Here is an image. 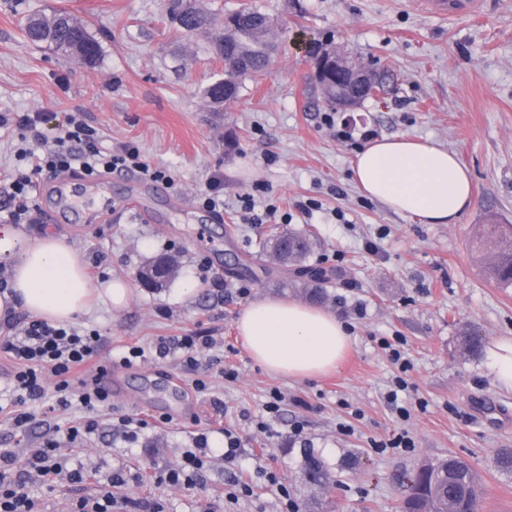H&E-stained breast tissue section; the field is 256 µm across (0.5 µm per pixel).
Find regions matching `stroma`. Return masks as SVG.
<instances>
[{"mask_svg":"<svg viewBox=\"0 0 512 512\" xmlns=\"http://www.w3.org/2000/svg\"><path fill=\"white\" fill-rule=\"evenodd\" d=\"M224 13L253 5L272 16L280 49L269 73L244 80L238 98L216 107L206 88L221 79L211 35L186 37L167 17L164 0H0V111L41 112L47 136L72 113L93 127L102 148L137 144L177 187L151 192L113 185V201L133 193L143 213L107 212L97 194L81 202L79 218L50 224L38 195L29 234L45 230L78 251L91 283L123 277L126 309L94 306L76 320L104 340L98 364L112 367V394L97 430L61 454L84 473L81 487L47 483L26 465L46 429L66 433L82 417L54 395L30 405L31 423L15 427L9 403V362L0 361V448L13 452L14 471L40 512H70L74 498L113 492L115 512H282L278 490L264 475L286 483L300 512H398L409 493L403 474L449 454L468 459L485 487L478 512H512V475L498 472V449L512 448V391L498 388L484 355L462 354L458 340L474 330L483 345L512 339V288L486 273L475 251L480 225L512 224V0H483L476 14L432 15L421 0H197ZM72 13L100 44L94 66L67 59L48 46L24 43L27 14ZM325 41L351 59L377 61L391 81L385 92L354 111L330 109L307 79L310 63L300 35ZM356 129L336 137L326 114ZM376 138L407 136L454 151L468 169L472 202L452 224H426L394 213L364 195L352 163ZM224 177V209L202 196L213 175ZM253 194L263 223L241 218L238 198ZM313 208L302 211L304 203ZM310 231L307 267L324 271L322 309L350 328L352 344L337 369L311 379H288L254 362L236 320L249 301H302L297 267L271 260L260 244L273 230ZM379 250L370 253L366 242ZM177 256L180 271L164 287H144L139 270L152 258ZM247 287L240 296L239 287ZM161 336H207L209 349L194 367L179 356L146 357L120 366L129 347H150ZM403 337L414 368L411 399L426 410L399 421L385 399L396 372L380 338ZM232 369L234 378L224 376ZM208 383L197 391L196 380ZM284 396L268 430L256 428L272 389ZM143 419L135 438L116 432L119 418ZM302 422L314 452L330 469L328 489L301 483V444L291 429ZM350 434H341L339 424ZM404 428L409 452L378 453L371 443ZM242 438L240 463L253 494L232 503L221 457L225 430ZM212 451L192 485L158 483L157 471L176 467L198 436ZM136 479L110 488L113 472Z\"/></svg>","mask_w":512,"mask_h":512,"instance_id":"35a3bbf8","label":"stroma"}]
</instances>
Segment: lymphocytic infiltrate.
Masks as SVG:
<instances>
[{
	"label": "lymphocytic infiltrate",
	"instance_id": "1",
	"mask_svg": "<svg viewBox=\"0 0 512 512\" xmlns=\"http://www.w3.org/2000/svg\"><path fill=\"white\" fill-rule=\"evenodd\" d=\"M43 114L1 112L0 130L15 128L21 142L17 150L19 160L25 161L22 169H14L0 178V219L10 224H24L34 208V194L40 179L46 175L80 173L96 176L117 169L132 170L142 178L173 185V178L165 171L146 162L139 148L124 143L111 151L101 150L93 130L77 118H70L63 136L57 137L53 149L37 152ZM101 335L94 330L80 331L64 325H51L43 321L23 319L18 333L0 338V357L13 365L10 374L16 391L14 423L27 425L32 415L25 406L45 396L46 377H53L54 389L61 405L71 402L93 411L106 401L109 394L100 385L106 377V367H98L95 375L83 374L87 366L100 353ZM397 374L386 399L400 421H407L412 408H424V401L415 406L401 403L400 395L408 391L407 374L412 363L405 352L402 339H381ZM14 458L9 450L0 449V512H36L35 503L25 492L20 480L14 478L11 467Z\"/></svg>",
	"mask_w": 512,
	"mask_h": 512
}]
</instances>
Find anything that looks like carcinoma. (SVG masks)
I'll return each instance as SVG.
<instances>
[{"mask_svg": "<svg viewBox=\"0 0 512 512\" xmlns=\"http://www.w3.org/2000/svg\"><path fill=\"white\" fill-rule=\"evenodd\" d=\"M176 30L192 36L205 26L215 23V18L200 8H190L182 18L169 13ZM228 17L235 25L224 30V35L213 42L216 55L224 60V79L211 84L206 95L211 100L224 97L234 102L246 77L263 76L278 54L279 43L266 40L259 32L270 28L271 16L257 8L231 11ZM27 41L45 44L63 57H78L89 65L97 62L100 54L98 41L88 27L65 11L47 16L30 14L24 23ZM476 247L490 256L488 278L499 288H512V226L485 224L476 239ZM278 261L299 262L306 259L313 249V240L307 232L282 231L272 235L263 245ZM153 268L161 271L163 281L176 273L174 259L161 255L151 261ZM310 281L304 283L309 300L321 302L326 298L319 287L323 275L309 270ZM303 455V480L317 488L330 484V471L324 461L310 448L301 450ZM415 491L401 506L402 512H471L477 508L484 495V488L471 463L459 456L450 455L429 463L410 476Z\"/></svg>", "mask_w": 512, "mask_h": 512, "instance_id": "carcinoma-1", "label": "carcinoma"}]
</instances>
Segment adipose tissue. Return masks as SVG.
Returning <instances> with one entry per match:
<instances>
[{
    "instance_id": "obj_1",
    "label": "adipose tissue",
    "mask_w": 512,
    "mask_h": 512,
    "mask_svg": "<svg viewBox=\"0 0 512 512\" xmlns=\"http://www.w3.org/2000/svg\"><path fill=\"white\" fill-rule=\"evenodd\" d=\"M352 170L367 196L427 224L453 223L471 202L468 171L456 153L435 144L386 137L358 153ZM0 263L8 271L7 286L0 292V320L23 310L53 324L67 323L87 313L92 301L120 309L129 300L122 279L92 287L82 256L51 232L32 236L16 225L1 224ZM237 328L258 364L296 379L334 368L350 344L335 314L283 298L248 304Z\"/></svg>"
}]
</instances>
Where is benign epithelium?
Returning <instances> with one entry per match:
<instances>
[{
    "instance_id": "benign-epithelium-1",
    "label": "benign epithelium",
    "mask_w": 512,
    "mask_h": 512,
    "mask_svg": "<svg viewBox=\"0 0 512 512\" xmlns=\"http://www.w3.org/2000/svg\"><path fill=\"white\" fill-rule=\"evenodd\" d=\"M312 66V79L325 89V95L337 108L352 111L362 103L361 93L382 83L381 70L363 62L350 61L323 47L321 40L305 39Z\"/></svg>"
}]
</instances>
